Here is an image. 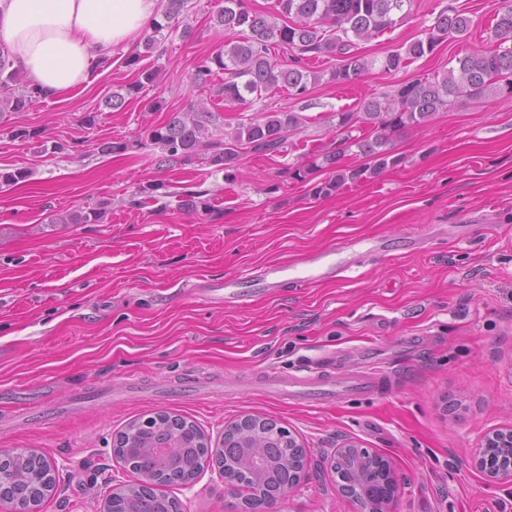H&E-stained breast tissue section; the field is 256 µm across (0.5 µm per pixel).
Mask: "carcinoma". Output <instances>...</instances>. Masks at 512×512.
<instances>
[{
    "label": "carcinoma",
    "instance_id": "obj_1",
    "mask_svg": "<svg viewBox=\"0 0 512 512\" xmlns=\"http://www.w3.org/2000/svg\"><path fill=\"white\" fill-rule=\"evenodd\" d=\"M163 21L155 20L144 35V51L126 59V66L138 67L136 81L124 87L125 93L114 92L105 107L121 110L126 101L137 97L148 84L159 81V70L139 67L143 56H162L169 33L179 28L181 37L193 35L192 27L182 23L186 18L189 0H164ZM280 13L288 21L255 11L249 0H224L216 22L236 39L203 57L195 70L194 80L202 85L213 75V69L225 74L222 93L224 101L243 108H252L269 93L286 89L294 97H303L309 85L320 80L304 63L307 57L335 55L339 65L331 73V80L350 83L357 80L374 62L355 52L357 42L369 40L392 30L411 13L414 0H278ZM496 14L493 35L496 48L485 54H471L456 60L442 76L418 78L398 86L391 94L370 98L358 112H337L336 129L342 135L344 150H355V155L369 160L356 167H340L341 153L318 151L310 163L297 166L292 178L308 181L314 169L331 170L334 177L312 187L320 196L330 194L344 185L368 180L378 170L395 166L401 157L394 153V140L403 131L420 126L439 112L456 103L478 100L490 93L512 94V0H502ZM471 19L451 5L442 8L433 23L425 30V38L407 45L404 51H392L381 61L386 72L397 71L406 64L430 54L443 41L465 35ZM278 46L293 53L289 64L272 59L271 48ZM41 97L29 87L18 70L8 66L6 54L0 50V114L22 112ZM304 124L297 112H270L264 119L241 124L230 138L210 132L215 115L204 106L175 112L170 119L150 127L146 134L132 141L106 143L104 152H121L130 148L155 146L161 150L159 164L179 163L192 156H204L210 165L224 170V179H234V170L240 150L254 153H281L288 135ZM160 421L150 423L151 445L174 444L169 457L153 451L130 456L125 448L130 439L122 431L114 441L117 455L137 475V481L123 487L106 501L107 512H178L176 499L157 491L159 485H177L194 476L206 461L209 448L196 435L195 424L178 416L159 415ZM239 447L236 433L226 441L225 473L235 479L258 480L266 497L273 498L288 483V465L280 464L286 458L288 436L284 431L271 438L267 447L276 462L267 464L254 473L242 467L235 452ZM43 458L36 453L22 454L6 462L0 470V491L11 495L28 486L32 474L40 472Z\"/></svg>",
    "mask_w": 512,
    "mask_h": 512
}]
</instances>
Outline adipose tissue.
<instances>
[{
	"instance_id": "obj_1",
	"label": "adipose tissue",
	"mask_w": 512,
	"mask_h": 512,
	"mask_svg": "<svg viewBox=\"0 0 512 512\" xmlns=\"http://www.w3.org/2000/svg\"><path fill=\"white\" fill-rule=\"evenodd\" d=\"M157 0H0V44L13 68L46 97L87 86L102 57L130 45Z\"/></svg>"
}]
</instances>
